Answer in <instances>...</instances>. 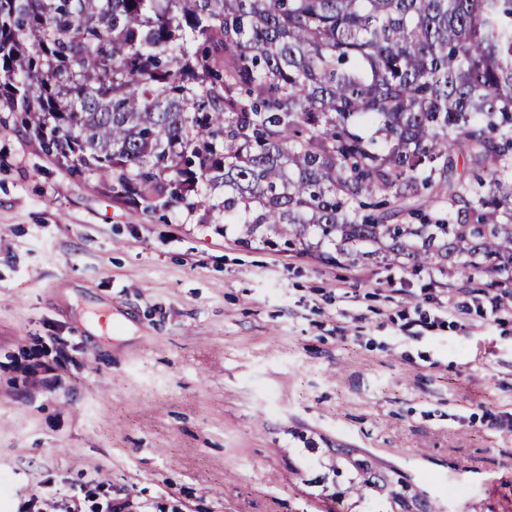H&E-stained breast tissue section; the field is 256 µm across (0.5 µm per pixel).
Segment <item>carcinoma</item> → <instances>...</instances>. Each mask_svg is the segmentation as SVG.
<instances>
[{"instance_id":"obj_1","label":"carcinoma","mask_w":512,"mask_h":512,"mask_svg":"<svg viewBox=\"0 0 512 512\" xmlns=\"http://www.w3.org/2000/svg\"><path fill=\"white\" fill-rule=\"evenodd\" d=\"M1 111L247 242L512 271V0H0Z\"/></svg>"}]
</instances>
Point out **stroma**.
<instances>
[{"label": "stroma", "instance_id": "stroma-1", "mask_svg": "<svg viewBox=\"0 0 512 512\" xmlns=\"http://www.w3.org/2000/svg\"><path fill=\"white\" fill-rule=\"evenodd\" d=\"M494 296L512 279L329 260L130 204L2 113L0 512H64L65 493L512 512V309L491 315Z\"/></svg>", "mask_w": 512, "mask_h": 512}]
</instances>
